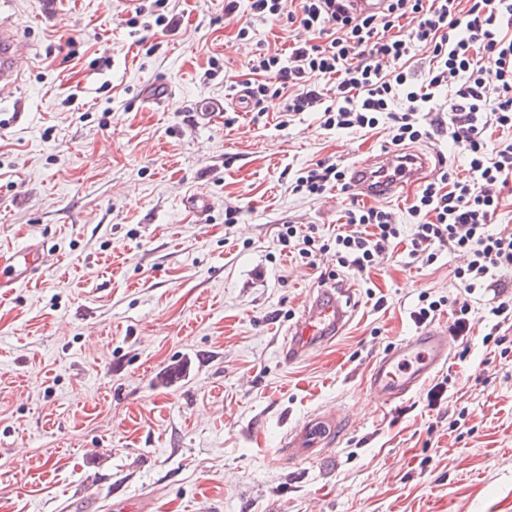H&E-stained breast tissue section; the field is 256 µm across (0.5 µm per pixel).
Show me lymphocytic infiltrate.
<instances>
[{
    "label": "lymphocytic infiltrate",
    "instance_id": "lymphocytic-infiltrate-1",
    "mask_svg": "<svg viewBox=\"0 0 512 512\" xmlns=\"http://www.w3.org/2000/svg\"><path fill=\"white\" fill-rule=\"evenodd\" d=\"M252 19H287L324 35L321 45L295 42L287 52L252 59L254 77L242 84L250 111L270 98L282 113L321 116L328 130L372 131L388 122L401 147L437 133L467 158V174L440 169L420 185L410 214L416 218L408 256L433 261L439 252L458 261L450 332L465 338L473 309L469 296L494 292L490 336L512 322V230L491 231L504 188L512 185V0H386L376 14H357L349 0H249ZM431 49L429 68L409 66L419 46ZM446 105H439L440 94ZM501 138H494V131ZM350 191L348 170L325 159L299 172L294 192ZM402 235L390 211L350 201L336 228L338 267L369 271Z\"/></svg>",
    "mask_w": 512,
    "mask_h": 512
}]
</instances>
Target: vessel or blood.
<instances>
[{
	"instance_id": "1",
	"label": "vessel or blood",
	"mask_w": 512,
	"mask_h": 512,
	"mask_svg": "<svg viewBox=\"0 0 512 512\" xmlns=\"http://www.w3.org/2000/svg\"><path fill=\"white\" fill-rule=\"evenodd\" d=\"M19 55L16 34L0 25V88L15 84ZM433 163L424 153L401 159L397 152L385 153L357 166L354 185L369 197L390 196L403 181L426 178ZM52 260L49 249L40 243L0 261V296L33 278ZM351 290L345 284L321 285L304 305L298 319L284 337L281 355L292 363L313 347L332 341L349 325L353 315ZM454 340L446 328L434 327L417 332L393 345L371 366L367 377L370 396L389 405L413 394L435 371L447 364ZM346 418L343 412H330L309 418L291 430L284 443V459L295 462L330 446Z\"/></svg>"
}]
</instances>
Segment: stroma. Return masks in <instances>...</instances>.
<instances>
[{
	"mask_svg": "<svg viewBox=\"0 0 512 512\" xmlns=\"http://www.w3.org/2000/svg\"><path fill=\"white\" fill-rule=\"evenodd\" d=\"M1 16L24 50L0 98V256L39 241L54 261L0 296V512H512V347L483 344L488 299L466 358L431 376L454 381L439 405L366 389L374 359L418 332L420 295L457 293L448 256L407 262L417 184L383 202L400 242L368 275L338 270L349 328L282 361L337 270L291 256L283 226L326 240L346 205L292 193L293 171L391 147L385 124L283 126L278 100L260 119L231 103L226 79L308 33L251 21L248 0H8ZM334 408L337 445L280 464L288 431Z\"/></svg>",
	"mask_w": 512,
	"mask_h": 512,
	"instance_id": "stroma-1",
	"label": "stroma"
}]
</instances>
